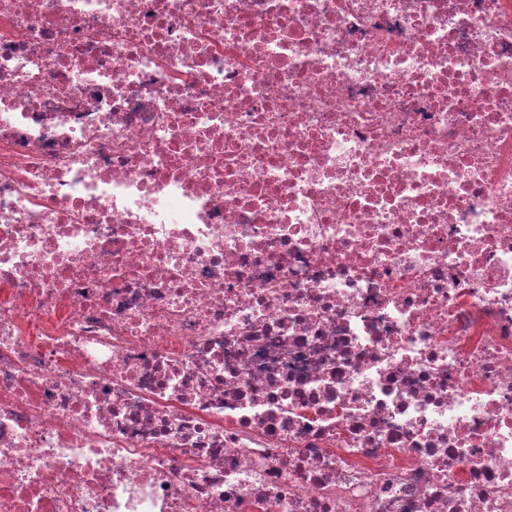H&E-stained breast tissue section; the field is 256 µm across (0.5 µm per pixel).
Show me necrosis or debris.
<instances>
[{
  "label": "necrosis or debris",
  "mask_w": 512,
  "mask_h": 512,
  "mask_svg": "<svg viewBox=\"0 0 512 512\" xmlns=\"http://www.w3.org/2000/svg\"><path fill=\"white\" fill-rule=\"evenodd\" d=\"M0 512H512V0H0Z\"/></svg>",
  "instance_id": "4bbe7bcc"
}]
</instances>
